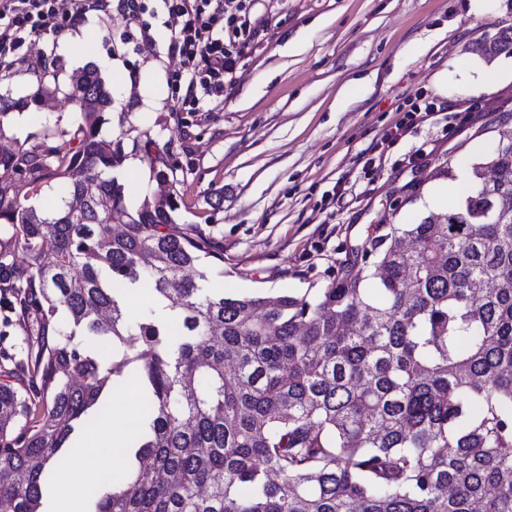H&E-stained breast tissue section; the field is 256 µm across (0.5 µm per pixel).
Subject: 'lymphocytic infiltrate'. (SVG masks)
Segmentation results:
<instances>
[{
  "mask_svg": "<svg viewBox=\"0 0 512 512\" xmlns=\"http://www.w3.org/2000/svg\"><path fill=\"white\" fill-rule=\"evenodd\" d=\"M174 29L170 49L178 54L180 67L171 76L173 84H185L189 98L218 97L232 82L239 48L259 35L251 20L254 0H161ZM84 0H0V52L14 49L26 37L61 33L83 13ZM443 118L453 129L457 114L444 103L419 95L408 99L396 136L434 118Z\"/></svg>",
  "mask_w": 512,
  "mask_h": 512,
  "instance_id": "obj_1",
  "label": "lymphocytic infiltrate"
}]
</instances>
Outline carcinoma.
<instances>
[{
	"label": "carcinoma",
	"instance_id": "obj_1",
	"mask_svg": "<svg viewBox=\"0 0 512 512\" xmlns=\"http://www.w3.org/2000/svg\"><path fill=\"white\" fill-rule=\"evenodd\" d=\"M473 51L512 57V27ZM69 142L0 155L48 210L0 191V304L35 316L30 352L0 384V500L43 512L52 472L81 451L113 384L147 392L140 464L108 475L88 512H512V131L470 190L417 224H378L313 293L206 288L224 250L176 223L177 193L124 203V144L99 137L112 103L95 68ZM22 241L28 261L14 260ZM146 284L167 316L129 321Z\"/></svg>",
	"mask_w": 512,
	"mask_h": 512
}]
</instances>
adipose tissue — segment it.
<instances>
[{"instance_id": "adipose-tissue-1", "label": "adipose tissue", "mask_w": 512, "mask_h": 512, "mask_svg": "<svg viewBox=\"0 0 512 512\" xmlns=\"http://www.w3.org/2000/svg\"><path fill=\"white\" fill-rule=\"evenodd\" d=\"M135 434L132 428L105 425L85 434L82 439L83 453L59 478L53 512H83V494L102 468H110L115 478H124L125 472L117 460L123 451L130 449Z\"/></svg>"}]
</instances>
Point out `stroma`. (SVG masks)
Instances as JSON below:
<instances>
[{
  "label": "stroma",
  "mask_w": 512,
  "mask_h": 512,
  "mask_svg": "<svg viewBox=\"0 0 512 512\" xmlns=\"http://www.w3.org/2000/svg\"><path fill=\"white\" fill-rule=\"evenodd\" d=\"M75 26L26 40L0 59V144L20 152L70 139L78 109L63 88L98 66L121 74L100 135L123 140L125 202L156 195L152 170L174 169L177 223L214 238L225 296L301 295L332 279L347 249L378 224H414L425 194L467 178L459 155L481 162L512 121V58L485 63L468 48L512 26V0H258L261 35L243 52L223 96L192 105L171 84L179 60L160 0L140 21L114 0H87ZM501 83L479 86L488 72ZM363 80L356 94L341 90ZM59 87L50 106L16 108L38 87ZM465 121L452 132L424 123L390 143L384 135L417 93ZM382 145L387 162L364 175L359 158Z\"/></svg>",
  "instance_id": "1"
}]
</instances>
